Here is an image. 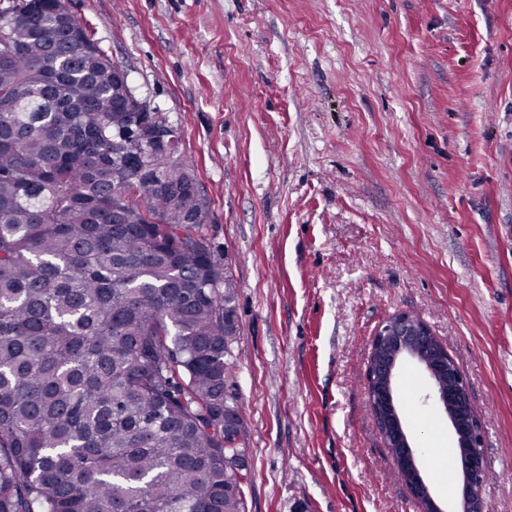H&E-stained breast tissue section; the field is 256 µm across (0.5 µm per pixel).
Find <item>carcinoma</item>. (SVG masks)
Returning <instances> with one entry per match:
<instances>
[{
  "label": "carcinoma",
  "mask_w": 512,
  "mask_h": 512,
  "mask_svg": "<svg viewBox=\"0 0 512 512\" xmlns=\"http://www.w3.org/2000/svg\"><path fill=\"white\" fill-rule=\"evenodd\" d=\"M62 3L0 10V512H244L236 283Z\"/></svg>",
  "instance_id": "1"
}]
</instances>
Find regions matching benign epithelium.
Returning <instances> with one entry per match:
<instances>
[{"instance_id": "7a95c632", "label": "benign epithelium", "mask_w": 512, "mask_h": 512, "mask_svg": "<svg viewBox=\"0 0 512 512\" xmlns=\"http://www.w3.org/2000/svg\"><path fill=\"white\" fill-rule=\"evenodd\" d=\"M127 100L130 110L139 113V119L138 124L124 134L126 141H142V132L147 130L150 132L149 143L174 146L170 126L146 119V113L157 112L159 108L133 89L128 90ZM405 360L417 361L429 374L434 384V398L448 416L456 444L470 452L469 464L462 469L466 512H485L480 489L486 478V470L482 455L475 452V449L483 447V429L472 403L470 389L430 326L406 311L392 314L379 327L364 373L376 426L393 460L405 464L401 472L402 480L416 500L431 503L433 512L441 510L421 478L417 468L421 451L412 446L406 424L398 410L397 373Z\"/></svg>"}]
</instances>
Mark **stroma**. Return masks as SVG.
<instances>
[{"instance_id":"1","label":"stroma","mask_w":512,"mask_h":512,"mask_svg":"<svg viewBox=\"0 0 512 512\" xmlns=\"http://www.w3.org/2000/svg\"><path fill=\"white\" fill-rule=\"evenodd\" d=\"M178 127L237 284L245 512H406L364 371L410 312L512 512V0H65ZM415 446L448 433L422 368Z\"/></svg>"}]
</instances>
